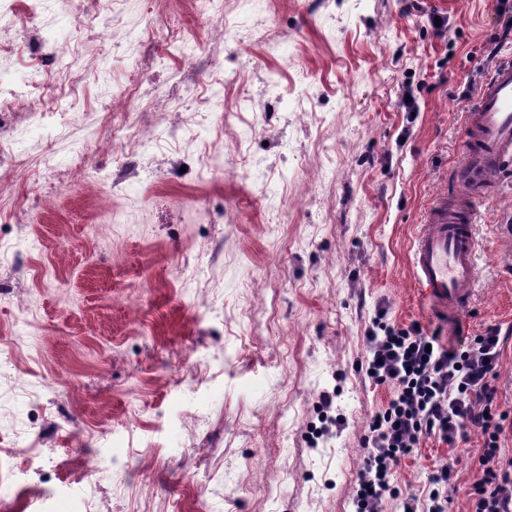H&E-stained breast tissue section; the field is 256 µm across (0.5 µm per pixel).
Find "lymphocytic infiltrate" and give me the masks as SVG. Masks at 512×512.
Here are the masks:
<instances>
[{
  "mask_svg": "<svg viewBox=\"0 0 512 512\" xmlns=\"http://www.w3.org/2000/svg\"><path fill=\"white\" fill-rule=\"evenodd\" d=\"M503 345L493 327L455 346L416 323L402 328L373 321L357 368L375 384L390 386L393 395L371 415L362 437L355 512H382L388 496L400 499L404 512H447L452 462L430 473L421 497L401 494L394 475L422 441L454 448L473 430L483 438L484 473L470 494L473 512H512V457L501 452L512 413L500 410L494 385Z\"/></svg>",
  "mask_w": 512,
  "mask_h": 512,
  "instance_id": "lymphocytic-infiltrate-1",
  "label": "lymphocytic infiltrate"
}]
</instances>
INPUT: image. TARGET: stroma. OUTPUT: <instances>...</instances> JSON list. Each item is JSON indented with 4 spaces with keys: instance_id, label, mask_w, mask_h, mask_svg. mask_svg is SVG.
<instances>
[{
    "instance_id": "1",
    "label": "stroma",
    "mask_w": 512,
    "mask_h": 512,
    "mask_svg": "<svg viewBox=\"0 0 512 512\" xmlns=\"http://www.w3.org/2000/svg\"><path fill=\"white\" fill-rule=\"evenodd\" d=\"M506 20L500 0H0L23 88L0 97V422H23L0 431V512H353L382 312L451 343L499 328L512 411V183L474 205L467 313L410 262ZM326 391L346 426L315 440ZM482 445L421 443L399 490L451 459L448 512H469ZM106 447V479L70 483Z\"/></svg>"
}]
</instances>
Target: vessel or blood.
<instances>
[{
  "label": "vessel or blood",
  "instance_id": "1",
  "mask_svg": "<svg viewBox=\"0 0 512 512\" xmlns=\"http://www.w3.org/2000/svg\"><path fill=\"white\" fill-rule=\"evenodd\" d=\"M458 161L465 187L460 204L435 202L413 244L414 280L436 307L467 312L477 281L479 253L474 200L501 181L512 179V61L497 64L481 84L466 114Z\"/></svg>",
  "mask_w": 512,
  "mask_h": 512
}]
</instances>
